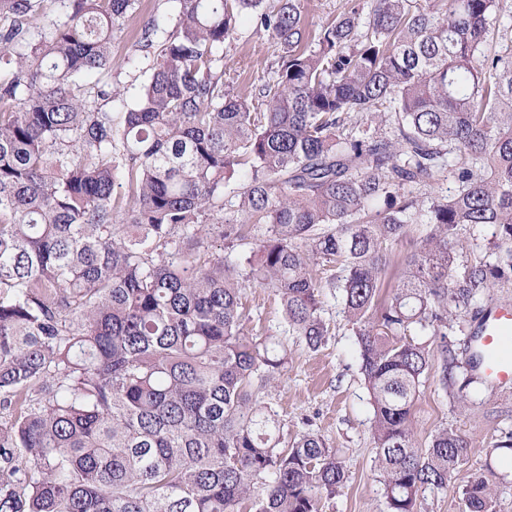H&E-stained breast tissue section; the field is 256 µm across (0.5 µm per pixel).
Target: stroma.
Here are the masks:
<instances>
[{
    "label": "stroma",
    "instance_id": "35a3bbf8",
    "mask_svg": "<svg viewBox=\"0 0 512 512\" xmlns=\"http://www.w3.org/2000/svg\"><path fill=\"white\" fill-rule=\"evenodd\" d=\"M179 10L178 0H139L138 9L113 28L112 85L121 91L112 100L114 120H122L156 62L154 54L137 48L144 26L155 22L158 38H165L175 31ZM223 52L225 83L240 96L249 95L268 78L280 55L268 33L247 23L225 41ZM244 301L247 331L281 332L282 307L270 289L249 284ZM508 303L512 304V283L458 311L457 325L448 330L449 344L459 353H468V334L485 310ZM323 318L330 333L320 350L309 351L297 337L287 336L288 365L273 382L268 401L283 420L286 437L301 431L318 434L345 465L347 486L342 494L324 501L322 512H385L374 469L373 410L360 371L355 337L337 299L326 298ZM464 394L467 405L461 408L455 393L441 388L438 373L433 370L414 406L420 443H428L435 432L447 428L469 444L467 458L447 489L422 493L420 512H463L462 490L477 478L497 485L495 512H512V452L497 446L502 434L512 431V388L496 387L476 375Z\"/></svg>",
    "mask_w": 512,
    "mask_h": 512
}]
</instances>
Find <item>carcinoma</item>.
<instances>
[{
    "instance_id": "carcinoma-1",
    "label": "carcinoma",
    "mask_w": 512,
    "mask_h": 512,
    "mask_svg": "<svg viewBox=\"0 0 512 512\" xmlns=\"http://www.w3.org/2000/svg\"><path fill=\"white\" fill-rule=\"evenodd\" d=\"M44 2L0 0V512H321L347 470L318 435L283 444L261 394L288 346L245 332L251 281L313 352L333 290L387 512H418L467 454L447 429L419 445L423 379L437 359L445 388L474 368L448 320L512 281V45L486 49L499 0H373L316 33L302 0H179L172 35L143 31L156 65L121 124L97 75L136 0ZM242 20L281 50L249 99L220 54ZM354 119L393 134L357 136ZM451 155L453 192L406 193ZM486 227L462 259L463 233ZM212 228L231 252L264 234L231 257ZM462 495L494 512L485 480Z\"/></svg>"
}]
</instances>
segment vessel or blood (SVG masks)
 I'll return each instance as SVG.
<instances>
[{"mask_svg":"<svg viewBox=\"0 0 512 512\" xmlns=\"http://www.w3.org/2000/svg\"><path fill=\"white\" fill-rule=\"evenodd\" d=\"M476 329L473 348L481 356L476 371L492 385L512 386V306H493Z\"/></svg>","mask_w":512,"mask_h":512,"instance_id":"obj_1","label":"vessel or blood"}]
</instances>
